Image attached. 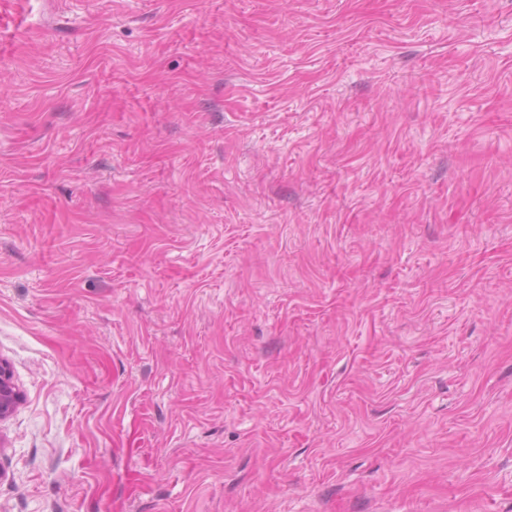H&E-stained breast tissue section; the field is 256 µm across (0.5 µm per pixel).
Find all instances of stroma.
<instances>
[{
    "label": "stroma",
    "instance_id": "stroma-1",
    "mask_svg": "<svg viewBox=\"0 0 512 512\" xmlns=\"http://www.w3.org/2000/svg\"><path fill=\"white\" fill-rule=\"evenodd\" d=\"M0 512H512V0H0ZM22 394L17 389L9 364L0 360V420L8 417L22 401Z\"/></svg>",
    "mask_w": 512,
    "mask_h": 512
}]
</instances>
